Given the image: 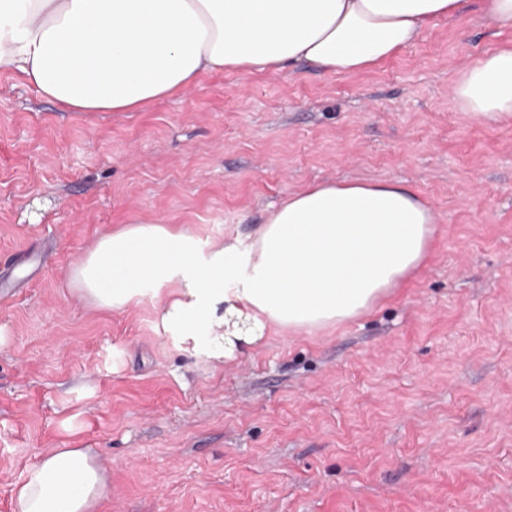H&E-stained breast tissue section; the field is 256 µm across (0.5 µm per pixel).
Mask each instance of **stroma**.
Wrapping results in <instances>:
<instances>
[{
	"label": "stroma",
	"instance_id": "1",
	"mask_svg": "<svg viewBox=\"0 0 512 512\" xmlns=\"http://www.w3.org/2000/svg\"><path fill=\"white\" fill-rule=\"evenodd\" d=\"M508 43L471 9L362 72H217L135 112H71L1 72L0 267L45 252L0 298V512L53 448L99 453L101 512H512V123L454 102ZM349 181L438 216L425 263L354 320L211 359L163 328V298L101 311L71 283L124 225L205 255Z\"/></svg>",
	"mask_w": 512,
	"mask_h": 512
}]
</instances>
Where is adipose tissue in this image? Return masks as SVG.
I'll use <instances>...</instances> for the list:
<instances>
[{"label":"adipose tissue","mask_w":512,"mask_h":512,"mask_svg":"<svg viewBox=\"0 0 512 512\" xmlns=\"http://www.w3.org/2000/svg\"><path fill=\"white\" fill-rule=\"evenodd\" d=\"M471 0H0V71L73 112H133L203 75L304 62L337 75L374 67ZM463 112L512 123V45L456 83ZM437 217L397 182L309 185L279 204L248 246L209 258L181 230L133 223L102 236L71 274L109 311L166 292L163 325L214 358L268 329L353 320L427 259ZM112 473L89 448H54L12 496V512H99Z\"/></svg>","instance_id":"ef3b65f1"}]
</instances>
